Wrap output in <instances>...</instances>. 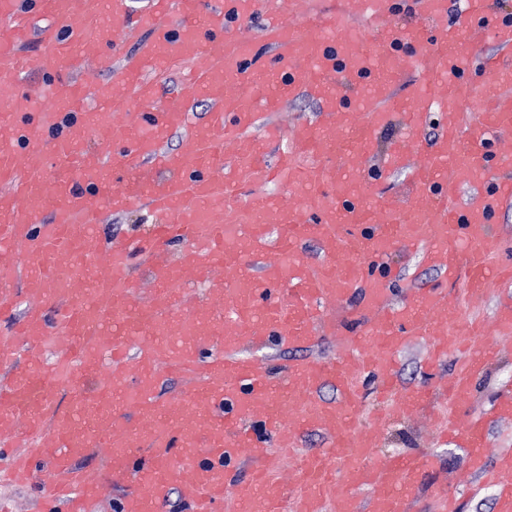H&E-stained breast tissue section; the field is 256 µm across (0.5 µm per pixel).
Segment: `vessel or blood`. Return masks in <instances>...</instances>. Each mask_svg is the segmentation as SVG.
Wrapping results in <instances>:
<instances>
[{
  "instance_id": "b4317fda",
  "label": "vessel or blood",
  "mask_w": 512,
  "mask_h": 512,
  "mask_svg": "<svg viewBox=\"0 0 512 512\" xmlns=\"http://www.w3.org/2000/svg\"><path fill=\"white\" fill-rule=\"evenodd\" d=\"M421 2L424 27L396 24L392 0H0V445L18 484L41 475L64 512H93L113 483L128 486L116 512H163L174 490L188 512H407L436 462L374 457L378 427L444 399L434 428L466 448L497 512H512V450L485 451L488 427L512 422V388L489 412L462 409L512 339V300L489 332H469L460 307L512 283L487 233L512 201V155L489 150L512 136V14L491 19L487 0H465L452 20L448 0ZM256 18L268 67L250 59ZM35 40L41 56L24 57ZM488 40L498 50L485 55ZM33 66L45 78L26 93ZM87 66L116 74L92 91L62 75ZM174 68L177 92L161 100ZM407 69L413 88L396 96ZM301 93L316 120L269 122ZM434 111L440 137L416 139ZM390 124L406 135L370 168ZM175 132L183 148L164 152ZM403 167L405 190L374 192ZM465 181L482 188L467 205ZM106 208H146L155 222L105 251ZM396 248L460 281L459 296L424 286L391 303ZM138 254L145 291L130 277ZM351 300L362 329L337 333L331 314ZM325 335L339 353L289 366L281 385L241 351ZM416 340L426 370L459 360L451 378L405 392L397 354ZM162 376L185 381L184 394L158 400ZM367 379L385 407L364 427ZM327 385L334 400L319 395ZM311 432L325 447L300 451ZM94 453L111 479L83 468Z\"/></svg>"
}]
</instances>
